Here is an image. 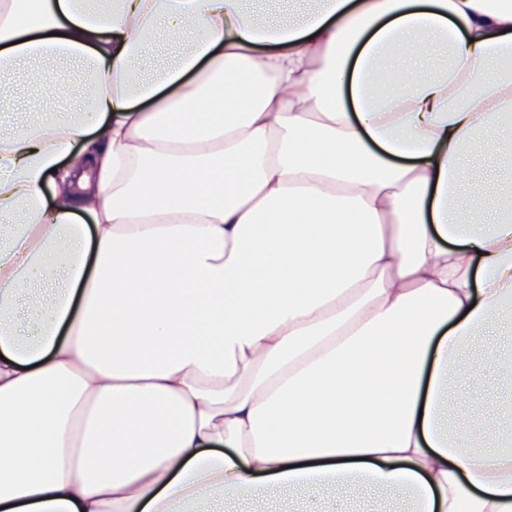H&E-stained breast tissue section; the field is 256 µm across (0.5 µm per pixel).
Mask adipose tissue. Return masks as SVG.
Here are the masks:
<instances>
[{
	"mask_svg": "<svg viewBox=\"0 0 512 512\" xmlns=\"http://www.w3.org/2000/svg\"><path fill=\"white\" fill-rule=\"evenodd\" d=\"M245 2L0 0V507L512 512V0ZM458 383L465 385L473 399L487 401L493 397L494 391L487 378L474 377L462 373L457 378ZM370 496L364 494L358 500H346L333 495H315L305 502L296 505L294 512H369Z\"/></svg>",
	"mask_w": 512,
	"mask_h": 512,
	"instance_id": "ef3b65f1",
	"label": "adipose tissue"
}]
</instances>
